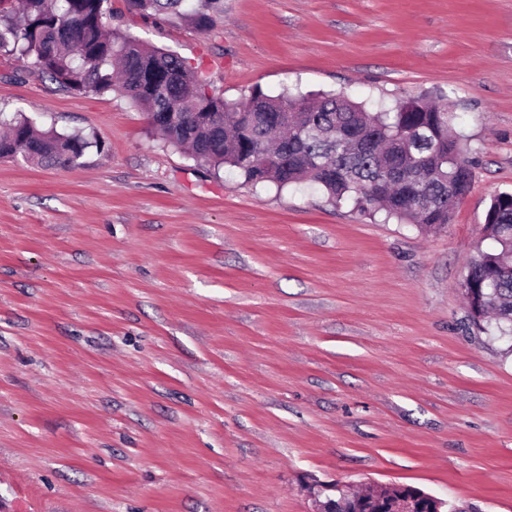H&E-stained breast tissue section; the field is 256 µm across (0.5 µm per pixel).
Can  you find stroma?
<instances>
[{
    "label": "stroma",
    "instance_id": "1",
    "mask_svg": "<svg viewBox=\"0 0 512 512\" xmlns=\"http://www.w3.org/2000/svg\"><path fill=\"white\" fill-rule=\"evenodd\" d=\"M109 29L238 101L444 98L474 178L437 234L164 145L119 91L0 53V111L92 140L0 158V512H314L398 483L512 512V335L461 285L512 193V0H221Z\"/></svg>",
    "mask_w": 512,
    "mask_h": 512
}]
</instances>
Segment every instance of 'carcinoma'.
Wrapping results in <instances>:
<instances>
[{"mask_svg":"<svg viewBox=\"0 0 512 512\" xmlns=\"http://www.w3.org/2000/svg\"><path fill=\"white\" fill-rule=\"evenodd\" d=\"M108 0H23L22 15L0 8V52L32 61L62 87L107 92L120 86L145 112H175L180 122L154 130L215 169L229 166L247 182L282 189L322 186L336 203L440 230L452 220L448 184L468 187L473 161L452 134V113L414 99L370 112L335 94L269 96L254 90L228 102L209 91L178 55L130 33L105 31ZM144 16L178 12L183 0H131ZM189 19L209 30L220 0H199ZM0 158L22 155L40 165H72L92 146L80 134L41 131L23 115L0 113ZM485 232L498 248L468 263L472 319L494 315L512 335V194L492 197Z\"/></svg>","mask_w":512,"mask_h":512,"instance_id":"obj_1","label":"carcinoma"}]
</instances>
